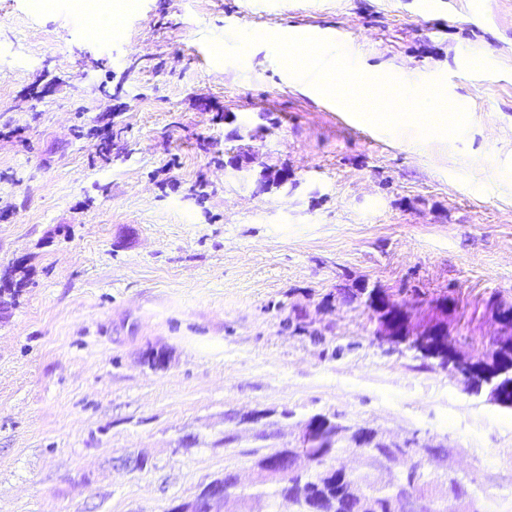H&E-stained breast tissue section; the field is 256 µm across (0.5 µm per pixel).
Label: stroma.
I'll list each match as a JSON object with an SVG mask.
<instances>
[{
  "instance_id": "1",
  "label": "stroma",
  "mask_w": 512,
  "mask_h": 512,
  "mask_svg": "<svg viewBox=\"0 0 512 512\" xmlns=\"http://www.w3.org/2000/svg\"><path fill=\"white\" fill-rule=\"evenodd\" d=\"M0 0V512H166L235 448L336 416L448 448L436 473L512 512V411L378 336L367 291L474 363L512 306V0ZM342 35L362 66L443 79L470 124L404 138L240 32ZM492 58L491 75L472 65ZM287 172L258 192L260 174ZM165 351L151 367L148 350ZM268 412L269 438L242 424ZM144 455L145 470L121 458Z\"/></svg>"
}]
</instances>
